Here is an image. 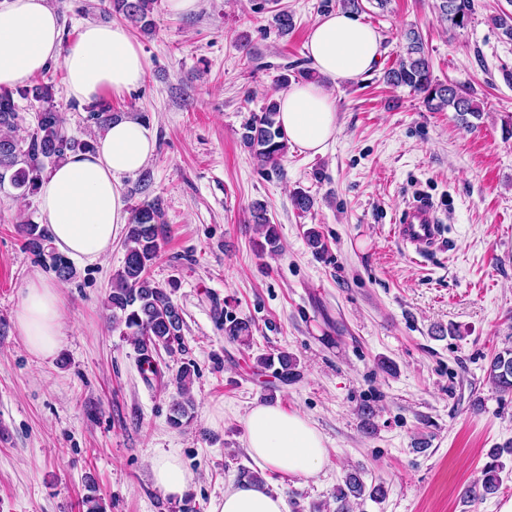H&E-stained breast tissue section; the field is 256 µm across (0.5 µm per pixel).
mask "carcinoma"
I'll return each mask as SVG.
<instances>
[{"mask_svg":"<svg viewBox=\"0 0 512 512\" xmlns=\"http://www.w3.org/2000/svg\"><path fill=\"white\" fill-rule=\"evenodd\" d=\"M105 12L119 15L145 35L153 33L152 14L155 0H103ZM440 17L453 28L467 26L474 14L473 0H439ZM386 83L406 86L423 98L425 106L433 112L452 109L459 116L480 114V105L471 92L452 83H443L432 76L429 55L419 32L410 29L405 33L403 54L396 66L385 72ZM37 103L34 126L21 139L12 135L20 120L17 100ZM278 102L268 98L262 111L254 113L243 125L241 141L262 167L281 171V161L287 150L286 135L277 120ZM117 114L107 102L97 104L90 112V120L99 130H105ZM93 141H78L65 131L62 113L55 102L54 84L34 81L14 88L0 87V183L8 180L24 195H35L40 182L49 169L61 163L67 155L87 151ZM254 223L265 228V243L260 250L278 249L279 237L270 224L264 204L252 206ZM163 213L156 200L147 201L134 210L126 235L124 265L112 278V290L107 307L112 311V327L131 339L137 353L138 364L144 377L161 380L170 371V365H160L156 360L160 351L169 356L186 351L183 329V311L174 302L171 291L152 281L148 270L157 259L164 239ZM23 248L41 257L49 249L51 239L48 230L38 224H27L22 230ZM217 325L224 335L240 342L251 336L250 323L245 320L224 321V312L217 313ZM258 364L275 367V373L286 380L295 375L296 359L286 352L277 359L264 357ZM489 380L502 391H512V356L497 355L490 364ZM192 401L188 397L172 402L168 423L181 427L191 418ZM503 450L495 448L490 453L491 462L482 470V491H472L480 497L493 494L502 482L499 463ZM365 484L356 471L345 475L343 483L336 487L335 512H352V501L364 496Z\"/></svg>","mask_w":512,"mask_h":512,"instance_id":"cac0c4a2","label":"carcinoma"}]
</instances>
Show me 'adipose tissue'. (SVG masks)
Returning <instances> with one entry per match:
<instances>
[{
  "mask_svg": "<svg viewBox=\"0 0 512 512\" xmlns=\"http://www.w3.org/2000/svg\"><path fill=\"white\" fill-rule=\"evenodd\" d=\"M317 82H296L280 93L278 120L290 144L315 156L325 153L339 131L334 89L370 70L381 37L352 13L338 10L318 18L306 44ZM62 61L68 93L78 102L103 91L122 96L142 83L147 61L118 24H85L79 38L62 43L59 17L48 0H0V85H25ZM156 135L151 123L127 117L114 121L90 152L69 154L48 173L38 191L39 207L52 243L81 265L102 262L130 221L124 181L152 159ZM59 282L29 277L20 292L15 325L27 350L50 360L65 336L66 313ZM245 444L258 469L284 476H318L329 463L323 435L302 413L273 404L250 409ZM152 480L165 496L182 498L190 478L173 453L153 460ZM285 500L248 483L225 490L208 512H285Z\"/></svg>",
  "mask_w": 512,
  "mask_h": 512,
  "instance_id": "1",
  "label": "adipose tissue"
}]
</instances>
